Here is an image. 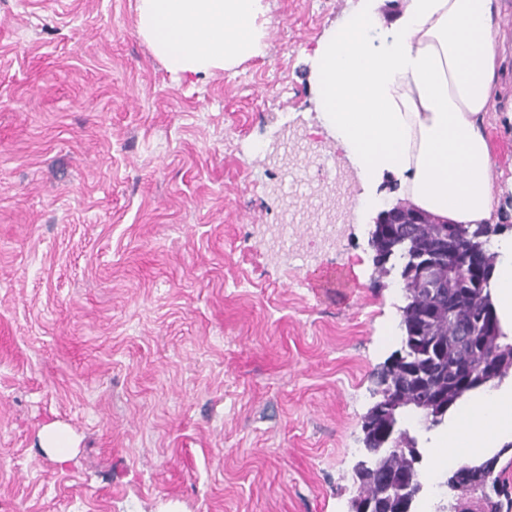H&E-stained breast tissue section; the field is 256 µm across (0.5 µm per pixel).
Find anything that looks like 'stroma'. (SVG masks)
Returning <instances> with one entry per match:
<instances>
[{
    "label": "stroma",
    "mask_w": 512,
    "mask_h": 512,
    "mask_svg": "<svg viewBox=\"0 0 512 512\" xmlns=\"http://www.w3.org/2000/svg\"><path fill=\"white\" fill-rule=\"evenodd\" d=\"M356 2L267 0L263 55L191 82L136 0H0V512H349L404 295L374 215L280 263L267 231L340 162L310 53ZM306 136L305 131L299 126L288 124L283 127L281 137L278 141L269 144L266 148V155L268 159L279 169H292L294 168L295 159L288 156V153L283 149L284 144L289 142H302ZM39 438L40 447L58 463H66L72 458L73 437L67 428L56 423L45 425Z\"/></svg>",
    "instance_id": "35a3bbf8"
}]
</instances>
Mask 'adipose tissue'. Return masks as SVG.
<instances>
[{"mask_svg":"<svg viewBox=\"0 0 512 512\" xmlns=\"http://www.w3.org/2000/svg\"><path fill=\"white\" fill-rule=\"evenodd\" d=\"M382 0H359L312 58L319 118L357 171L358 207L379 208L392 177L400 197L456 224L493 229L490 286L512 334V227L491 176L488 114L499 97L502 0H403L386 20ZM266 0H137V30L181 77L227 70L262 54ZM512 441V392L493 389L455 416L438 448L468 458Z\"/></svg>","mask_w":512,"mask_h":512,"instance_id":"ef3b65f1","label":"adipose tissue"}]
</instances>
